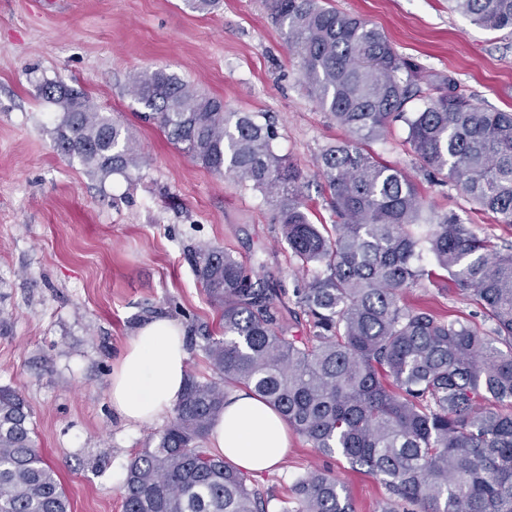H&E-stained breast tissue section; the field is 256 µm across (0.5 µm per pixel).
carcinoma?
Here are the masks:
<instances>
[{
	"instance_id": "cac0c4a2",
	"label": "carcinoma",
	"mask_w": 512,
	"mask_h": 512,
	"mask_svg": "<svg viewBox=\"0 0 512 512\" xmlns=\"http://www.w3.org/2000/svg\"><path fill=\"white\" fill-rule=\"evenodd\" d=\"M487 31L512 32V0H448ZM271 18L297 59L301 82L346 138L322 149L319 175L333 224H315L303 177L272 148L253 112L156 69L130 77L144 118L212 172L260 192L301 268L296 290L309 335L279 322L285 289L221 248L188 250L223 335L203 348L213 375H187L167 426L131 458L124 512H269L272 496L206 447L224 399L252 389L318 452L338 454L381 480L382 512H512V246L497 249L421 199L413 179L365 145L394 121L435 177L450 181L498 224H512V112L492 111L449 76L434 77L397 53L379 28L321 0H271ZM58 110L55 146L92 177L131 179L141 154L124 126L89 95L44 79ZM423 107L409 113L414 98ZM431 226L424 237L413 227ZM457 282L493 327L445 320L404 304L433 271ZM19 393L0 387V512H71L56 470L33 438ZM296 504L289 510L288 503ZM282 512H354L347 489L324 470L296 480Z\"/></svg>"
}]
</instances>
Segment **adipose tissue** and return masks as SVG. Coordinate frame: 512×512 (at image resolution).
<instances>
[{"label":"adipose tissue","mask_w":512,"mask_h":512,"mask_svg":"<svg viewBox=\"0 0 512 512\" xmlns=\"http://www.w3.org/2000/svg\"><path fill=\"white\" fill-rule=\"evenodd\" d=\"M187 360L181 325L168 318L146 323L112 368L113 408L130 424L158 420L183 392ZM207 445L239 469L262 472L283 462L288 431L282 418L258 396L235 390L229 393Z\"/></svg>","instance_id":"adipose-tissue-1"}]
</instances>
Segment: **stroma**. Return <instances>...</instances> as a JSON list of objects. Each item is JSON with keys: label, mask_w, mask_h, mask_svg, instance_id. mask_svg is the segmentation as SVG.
Masks as SVG:
<instances>
[{"label": "stroma", "mask_w": 512, "mask_h": 512, "mask_svg": "<svg viewBox=\"0 0 512 512\" xmlns=\"http://www.w3.org/2000/svg\"><path fill=\"white\" fill-rule=\"evenodd\" d=\"M384 30L395 49L427 73L457 79L481 107L512 112V34L484 31L448 0H331ZM164 68L222 98L235 112L273 122V148L300 170L315 223H331L318 157L345 132L304 89L268 0H220L208 13L185 0H0V386L27 401L36 441L60 475L71 512H123L131 457L164 421L126 424L108 396L112 365L137 330L157 317L179 322L187 370L207 378L203 330L218 313L185 257L207 243L286 290L306 278L278 241L262 195L219 177L140 120L130 74ZM84 90L137 141L132 179L88 175L54 147V110L38 78ZM393 123L368 148L410 175L427 205L453 213L478 236L512 244L497 224L449 183L428 176ZM447 319L490 329L481 309L447 273L405 297ZM274 471L252 474L280 512L294 480L319 467L346 486L355 512H380L388 492L338 455L324 456L296 432Z\"/></svg>", "instance_id": "obj_1"}]
</instances>
